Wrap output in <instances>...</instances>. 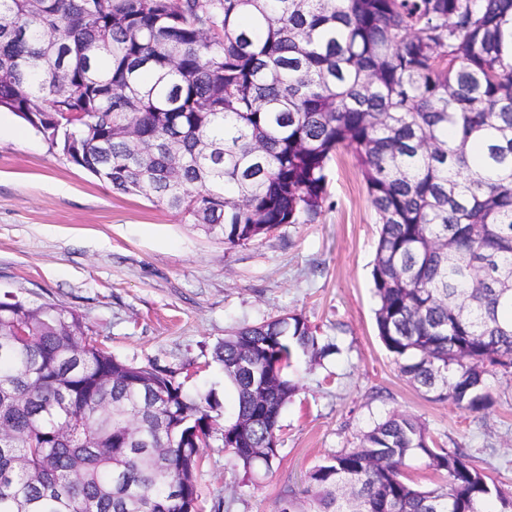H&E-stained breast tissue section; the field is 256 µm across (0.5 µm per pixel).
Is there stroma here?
<instances>
[{"instance_id":"35a3bbf8","label":"stroma","mask_w":512,"mask_h":512,"mask_svg":"<svg viewBox=\"0 0 512 512\" xmlns=\"http://www.w3.org/2000/svg\"><path fill=\"white\" fill-rule=\"evenodd\" d=\"M377 238L348 150L329 164L316 223L230 247L174 211L113 191L0 112V296L63 304L116 357L177 369L193 396H211L221 424L234 395L214 349L228 331L297 313L336 346L320 359L294 355L298 390L280 417V457L258 484L243 482L219 441L204 449L202 512H275L315 466L394 411L419 417L437 445L463 449L512 490V375L489 377L494 403L478 413L428 399L401 376L375 323Z\"/></svg>"}]
</instances>
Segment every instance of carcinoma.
I'll return each instance as SVG.
<instances>
[{
  "mask_svg": "<svg viewBox=\"0 0 512 512\" xmlns=\"http://www.w3.org/2000/svg\"><path fill=\"white\" fill-rule=\"evenodd\" d=\"M0 0V109L124 194L246 245L313 224L351 151L380 223L378 335L402 376L469 412L512 373V0ZM301 315L238 327L236 396L102 348L56 302L0 300V512H197L218 436L248 480L279 458ZM249 363L250 369L242 368ZM419 457L443 484L417 487ZM307 512H512L460 448L393 412L309 474Z\"/></svg>",
  "mask_w": 512,
  "mask_h": 512,
  "instance_id": "carcinoma-1",
  "label": "carcinoma"
}]
</instances>
